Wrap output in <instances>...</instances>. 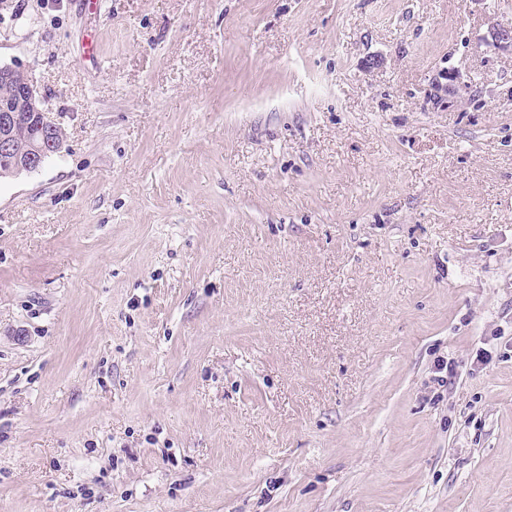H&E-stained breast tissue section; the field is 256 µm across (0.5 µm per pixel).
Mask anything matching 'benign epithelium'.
I'll return each mask as SVG.
<instances>
[{"mask_svg":"<svg viewBox=\"0 0 512 512\" xmlns=\"http://www.w3.org/2000/svg\"><path fill=\"white\" fill-rule=\"evenodd\" d=\"M492 42L500 48L512 49V25L497 24L490 31ZM0 79L12 81L20 88V96L14 101L0 103V127L5 132L0 133V154L13 155V163L10 167L11 175L33 173L39 170L46 157L58 152L62 141L56 139V132L61 127L49 120L46 110L43 108V97L34 81L31 73L19 66L0 65ZM31 112L33 119L38 122L41 130L39 140L29 144L21 154H14V145L8 129L13 125L14 113Z\"/></svg>","mask_w":512,"mask_h":512,"instance_id":"7a95c632","label":"benign epithelium"}]
</instances>
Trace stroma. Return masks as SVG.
Returning a JSON list of instances; mask_svg holds the SVG:
<instances>
[{
	"mask_svg": "<svg viewBox=\"0 0 512 512\" xmlns=\"http://www.w3.org/2000/svg\"><path fill=\"white\" fill-rule=\"evenodd\" d=\"M502 22L0 0L64 131L0 181V512H512Z\"/></svg>",
	"mask_w": 512,
	"mask_h": 512,
	"instance_id": "stroma-1",
	"label": "stroma"
}]
</instances>
